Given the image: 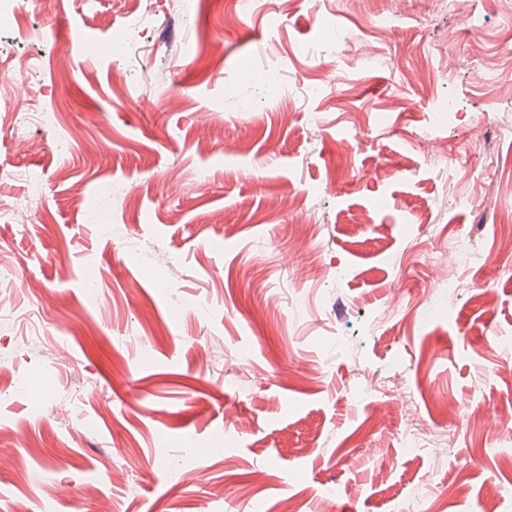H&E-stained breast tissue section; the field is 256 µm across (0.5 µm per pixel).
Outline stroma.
I'll use <instances>...</instances> for the list:
<instances>
[{"label": "stroma", "mask_w": 512, "mask_h": 512, "mask_svg": "<svg viewBox=\"0 0 512 512\" xmlns=\"http://www.w3.org/2000/svg\"><path fill=\"white\" fill-rule=\"evenodd\" d=\"M182 2L136 0L124 56L112 0L0 30L47 114L0 130V304L36 314L0 320V512H40L22 465L55 512H512V439L471 417L512 418V0L475 40L454 0L385 34L388 0Z\"/></svg>", "instance_id": "obj_1"}]
</instances>
